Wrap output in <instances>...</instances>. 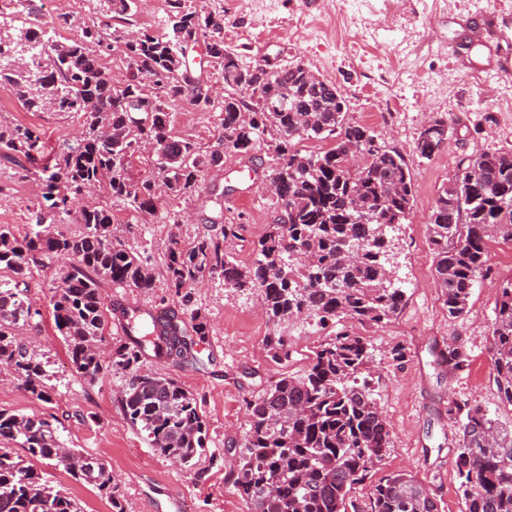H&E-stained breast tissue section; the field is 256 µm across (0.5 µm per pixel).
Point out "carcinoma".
<instances>
[{"label": "carcinoma", "instance_id": "cac0c4a2", "mask_svg": "<svg viewBox=\"0 0 512 512\" xmlns=\"http://www.w3.org/2000/svg\"><path fill=\"white\" fill-rule=\"evenodd\" d=\"M104 17L63 42L48 37L39 8L22 24L0 14V86L7 87L30 112H79L82 130L65 140L52 164L43 167L53 217L69 216L81 206L77 236L54 233L47 218L21 244L0 227V269L12 279L0 282V365L12 370L23 388L48 403L45 369L11 333L31 317L24 290L38 259L68 260L59 271L62 286L53 296V317L77 373L95 381L103 372L97 345L104 339L102 283L152 288L154 276L134 250L112 240V206L155 214L160 193L177 198L195 190L205 170L224 156L204 151L190 137L173 135L168 103L199 111L214 109L210 86L186 66V37H203L211 66L224 84L257 96L250 107L228 95L216 114L224 133V151L248 153L269 129L276 132L272 183L283 213L258 241L248 266L231 260L225 243L237 225L219 235H203L184 248L176 240L165 254V286L182 314L196 320L186 284L207 275L239 291L256 290L272 321L288 323L305 316L325 326L350 319L374 326L392 318L403 288L386 278L394 243L390 232L403 223L413 205L414 183L404 156L375 145L366 126L345 121L346 101L336 87L300 64L280 67L250 88L254 71L224 44L223 20L200 14L188 0H166L171 33L147 29L129 39L112 21L128 22L134 0H95ZM122 46L119 77L103 61ZM445 121L435 118L420 132L416 151L426 159L441 149ZM335 139L318 155L304 154L295 141ZM40 133L23 125H0V156L34 160ZM153 144L157 174L129 177L133 155ZM362 149V167L347 164L349 148ZM464 174L440 191L429 218L435 256L436 288L457 318L467 309L471 289L486 271V237L492 229L512 237V151L486 150L464 161ZM166 332L135 322L126 341L112 349L111 366L127 372L121 409L128 422L166 457L191 468L204 451L206 424L194 396L175 380L140 370L141 355L183 363L188 342L177 314L167 317ZM275 358L288 357L287 337L266 338ZM492 371L503 399L512 404V283L495 305L490 344ZM448 370L461 371L469 355L460 340L440 353ZM368 341L341 329L313 352L301 376H284L248 402L249 429L229 464L236 491L253 512H347L351 493L387 455L391 436L371 397ZM448 418L460 425L453 467L465 512H512V430L488 417L479 404L448 402ZM15 442L26 457L0 448V512H79L74 499L53 490L29 460L64 464L77 481L96 487L124 512L101 460L89 465L83 454L60 456L56 427L45 417L0 410V442ZM368 512H439L429 490L406 474L389 475L369 493Z\"/></svg>", "mask_w": 512, "mask_h": 512}]
</instances>
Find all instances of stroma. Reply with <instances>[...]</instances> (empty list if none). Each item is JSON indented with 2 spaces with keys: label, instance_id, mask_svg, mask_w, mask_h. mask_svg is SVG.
<instances>
[{
  "label": "stroma",
  "instance_id": "35a3bbf8",
  "mask_svg": "<svg viewBox=\"0 0 512 512\" xmlns=\"http://www.w3.org/2000/svg\"><path fill=\"white\" fill-rule=\"evenodd\" d=\"M42 23L57 40L73 38L81 24L95 20L93 0H39ZM227 0H189L194 8L223 16L224 42L253 69L303 63L320 78L332 82L347 102L348 121L369 127L380 143L405 157L415 187L413 206L395 233L392 259L405 297L397 314L377 326L363 329L371 346L369 386L391 431V448L372 470L363 488L353 495L358 506L368 504L367 492L389 474L408 472L428 487L440 512H463L453 459L460 429L450 420L449 401L482 405L492 419L512 429V404L498 390L491 366L490 342L495 300L500 285L512 281V237L493 233L488 248V273L471 290L468 309L452 319L434 284L435 260L429 242V217L441 187L459 172L461 162L486 149L512 151V100L503 96L512 87V0H451L431 9L425 0H358L348 21H337L333 34L309 28L296 32L298 17L333 14L336 0H285L263 9L257 0L227 9ZM80 16V25H56L59 16ZM504 31L506 40L478 43L483 21ZM272 28L276 37L267 45L253 43L249 32ZM396 53V71H388L378 46ZM382 90L395 104L370 116L365 87ZM176 133L192 136L202 147L216 146L221 133L212 117L183 104H169ZM434 117L448 124V137L432 159L421 158L417 138ZM76 112H30L21 104L0 111V124L36 127L45 152L73 138L82 128ZM266 133L245 154H228L221 166L207 169L192 193L179 198L161 196L155 214L115 207L118 223L112 236L138 252L157 284L150 289L105 283L102 301L108 324L104 353L122 343L112 325L118 306L145 304L176 309L167 297L164 253L170 237L190 244L203 234L219 233L223 224L237 225L238 236L227 243L228 253L251 262L254 248L281 207L267 188L272 166ZM36 166L20 168L0 158V226L16 237L30 234L34 214L45 207ZM177 215L178 224L165 221ZM58 263L35 269L25 298L33 315L18 322L13 334L43 362L51 403L23 388L21 380L0 367V410L21 415L54 414L62 447L76 449L103 461L125 512H169L167 497L177 494L183 512H250V506L229 478L230 449L240 447L247 431V402L285 375H303L321 341L334 334L315 321L299 318L288 323L289 356L274 360L265 347L276 330L256 295L225 287L209 277L191 288L196 309L207 328L206 340L193 352L204 369L178 366L151 357L142 358V371L172 378L196 398L207 422L206 452L189 470L155 450L125 419L120 405L126 376L110 370L90 382L71 365L63 337L54 326L51 300L59 284ZM463 342L470 367L449 371L437 355L452 339ZM406 356L393 360L395 347ZM49 486L72 497L80 512H112V504L92 485L75 481L64 466H46Z\"/></svg>",
  "mask_w": 512,
  "mask_h": 512
}]
</instances>
